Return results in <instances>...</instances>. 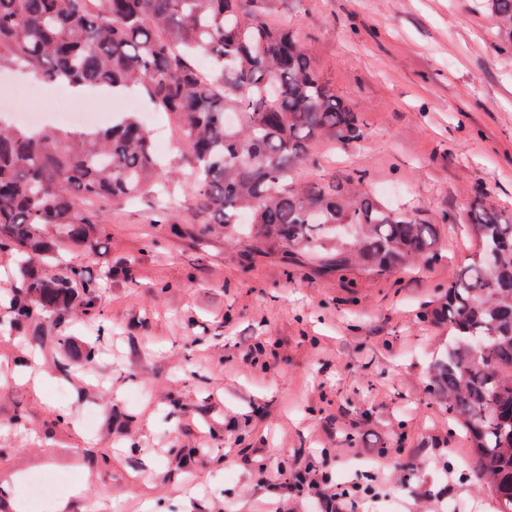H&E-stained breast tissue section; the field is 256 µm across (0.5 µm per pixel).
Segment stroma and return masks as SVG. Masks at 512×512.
Masks as SVG:
<instances>
[{"label":"stroma","instance_id":"stroma-1","mask_svg":"<svg viewBox=\"0 0 512 512\" xmlns=\"http://www.w3.org/2000/svg\"><path fill=\"white\" fill-rule=\"evenodd\" d=\"M265 8L311 37L324 77L366 124L361 146L322 154L328 178L368 169L373 191L430 221L465 214L479 186L512 211V44L494 36L482 0H306L300 13L267 0ZM125 98L150 116L185 206L161 222L154 195L95 200L87 208L103 221L102 244L62 247V261L98 282L100 318L112 327L95 366L57 367L61 337L96 333L98 318L77 311L39 314L0 335V365L9 368L0 377V512H44L23 491L37 471L66 486L65 512H212L218 502L266 512L264 498L237 500L258 473L224 459L225 449L263 441L292 470L297 449H329L342 484L373 473L367 449L405 446L389 458L405 475L402 488L363 512H416L429 484L465 512H497L464 433L427 392L448 330L418 316L471 239L440 225L442 262L369 278L200 233L209 217L194 210L171 118L143 90ZM282 336L287 346H278ZM87 406L98 412L89 430L78 420ZM19 413L24 424L4 428ZM420 460L429 477L416 470ZM77 485L82 493L71 495Z\"/></svg>","mask_w":512,"mask_h":512}]
</instances>
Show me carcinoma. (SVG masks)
I'll list each match as a JSON object with an SVG mask.
<instances>
[{"label":"carcinoma","instance_id":"1","mask_svg":"<svg viewBox=\"0 0 512 512\" xmlns=\"http://www.w3.org/2000/svg\"><path fill=\"white\" fill-rule=\"evenodd\" d=\"M262 2L0 0V67L71 86L143 88L175 117L200 206L226 239L375 272L440 261L437 226L456 215L424 220L368 191L362 168L341 184L300 177L318 164L317 145H357L366 126L321 76L310 41L284 18H267ZM488 5L512 36V0ZM200 56L213 76L197 72ZM168 176L134 113L85 131L0 125V250L15 256L0 286L9 324L78 309L98 318L96 339L109 336L97 281L77 265L55 268L58 242L97 241L101 221L79 202L134 199ZM464 220L478 247L421 311L448 326L428 389L466 431L498 512H512V211L481 188ZM62 343L60 370L95 363V343Z\"/></svg>","mask_w":512,"mask_h":512}]
</instances>
